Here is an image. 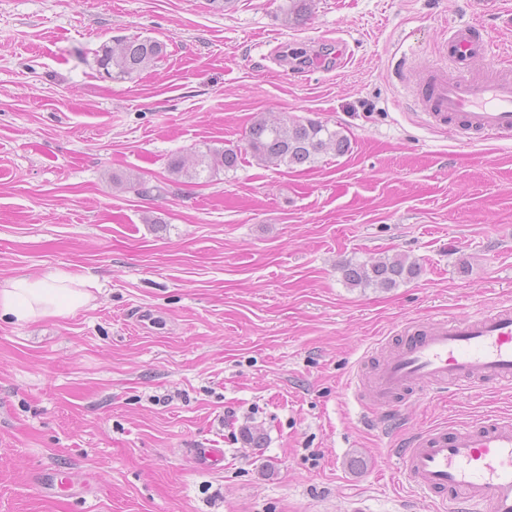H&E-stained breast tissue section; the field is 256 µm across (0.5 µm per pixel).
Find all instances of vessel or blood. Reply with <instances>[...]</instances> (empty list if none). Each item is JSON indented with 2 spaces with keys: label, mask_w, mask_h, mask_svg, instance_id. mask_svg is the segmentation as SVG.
Here are the masks:
<instances>
[{
  "label": "vessel or blood",
  "mask_w": 512,
  "mask_h": 512,
  "mask_svg": "<svg viewBox=\"0 0 512 512\" xmlns=\"http://www.w3.org/2000/svg\"><path fill=\"white\" fill-rule=\"evenodd\" d=\"M486 54L477 24L452 28L448 66H433L412 96L424 123L459 139L512 140V78H477ZM399 349L371 386L354 378L356 395L371 391L376 405L416 385L512 386V308L473 316L409 321L398 329ZM405 478L437 512H512V419L488 415L456 427L420 432L398 449Z\"/></svg>",
  "instance_id": "vessel-or-blood-1"
}]
</instances>
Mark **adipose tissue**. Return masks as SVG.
Segmentation results:
<instances>
[{
    "label": "adipose tissue",
    "mask_w": 512,
    "mask_h": 512,
    "mask_svg": "<svg viewBox=\"0 0 512 512\" xmlns=\"http://www.w3.org/2000/svg\"><path fill=\"white\" fill-rule=\"evenodd\" d=\"M90 299L85 275L74 272L18 276L0 282V313L20 321L65 316L87 305Z\"/></svg>",
    "instance_id": "1"
}]
</instances>
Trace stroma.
<instances>
[{"label": "stroma", "mask_w": 512, "mask_h": 512, "mask_svg": "<svg viewBox=\"0 0 512 512\" xmlns=\"http://www.w3.org/2000/svg\"><path fill=\"white\" fill-rule=\"evenodd\" d=\"M284 5L0 0V281L96 284L69 315L0 319V512H433L395 449L512 414L506 386L390 419L348 387L404 321L512 305V141L432 129L410 93L473 20L485 68H512V0H313L292 22ZM132 36L165 58L106 78L103 45ZM260 117L327 123L349 149L258 164ZM209 145L237 168L174 179ZM129 175L152 194L114 185ZM396 254L421 272L390 290L340 269Z\"/></svg>", "instance_id": "1"}]
</instances>
